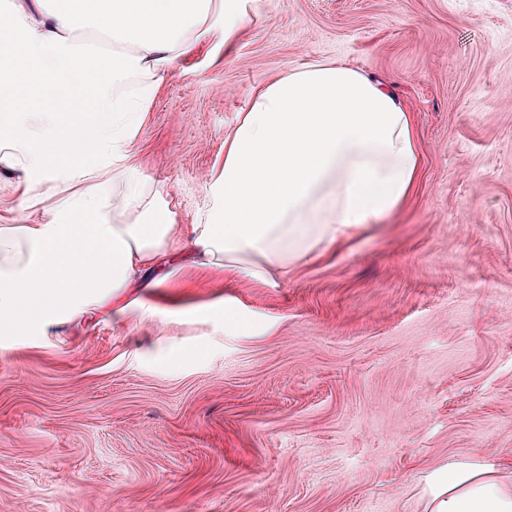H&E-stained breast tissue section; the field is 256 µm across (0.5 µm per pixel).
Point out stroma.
Segmentation results:
<instances>
[{"mask_svg": "<svg viewBox=\"0 0 512 512\" xmlns=\"http://www.w3.org/2000/svg\"><path fill=\"white\" fill-rule=\"evenodd\" d=\"M320 60L413 113L410 199L270 282L177 241L124 309L1 336L0 512H423L428 468L512 450V0H261L165 75L131 163L188 234L254 89Z\"/></svg>", "mask_w": 512, "mask_h": 512, "instance_id": "obj_1", "label": "stroma"}]
</instances>
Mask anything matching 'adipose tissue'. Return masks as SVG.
<instances>
[{
	"label": "adipose tissue",
	"instance_id": "1",
	"mask_svg": "<svg viewBox=\"0 0 512 512\" xmlns=\"http://www.w3.org/2000/svg\"><path fill=\"white\" fill-rule=\"evenodd\" d=\"M258 2L32 0L0 23V180L47 216L0 225L1 333L107 313L168 250L175 214L134 179L130 147L176 60L228 44ZM81 26L132 53L79 51ZM131 72L135 92L113 95ZM420 163L414 116L389 90L339 61L305 65L256 90L188 243L200 265L270 281L396 211ZM424 481V512H512L510 454L452 460Z\"/></svg>",
	"mask_w": 512,
	"mask_h": 512
}]
</instances>
